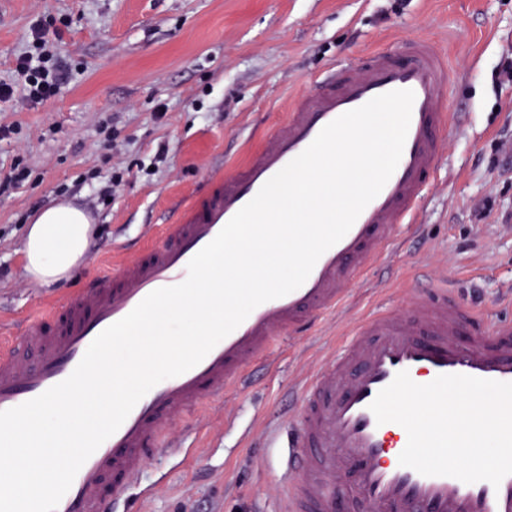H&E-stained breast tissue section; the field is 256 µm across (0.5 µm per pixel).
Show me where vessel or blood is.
<instances>
[{
	"label": "vessel or blood",
	"instance_id": "obj_1",
	"mask_svg": "<svg viewBox=\"0 0 512 512\" xmlns=\"http://www.w3.org/2000/svg\"><path fill=\"white\" fill-rule=\"evenodd\" d=\"M455 82L447 58L425 40L400 54L380 49L355 65L329 67L242 165L211 177L181 205L159 243L128 254L118 272L90 279L65 303L40 306L20 336L0 344L2 411L64 381L106 328L152 291L183 282L190 260L327 124L378 95L413 91L399 164L348 233L321 255L301 287L256 307L197 366L143 396L82 465L56 512H136L129 492L147 460L186 452L168 442V417L199 410L230 384L246 383L253 366L271 361L281 338L304 333L344 303L347 283L382 257L401 228L417 224L449 119L446 92ZM401 371L421 385L442 374L512 383V320H488L443 282L416 297L407 312L383 311L361 322L345 353L303 384L298 424L272 433L297 474L283 487L282 512H337L348 482L353 502L369 512H512V475L495 487L400 465L408 434L396 423L377 424L370 405Z\"/></svg>",
	"mask_w": 512,
	"mask_h": 512
}]
</instances>
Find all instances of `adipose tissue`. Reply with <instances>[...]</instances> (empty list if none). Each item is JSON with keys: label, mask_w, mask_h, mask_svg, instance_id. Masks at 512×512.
<instances>
[{"label": "adipose tissue", "mask_w": 512, "mask_h": 512, "mask_svg": "<svg viewBox=\"0 0 512 512\" xmlns=\"http://www.w3.org/2000/svg\"><path fill=\"white\" fill-rule=\"evenodd\" d=\"M92 232L91 218L80 208L61 203L42 210L23 237L26 272L44 286L69 277L83 264Z\"/></svg>", "instance_id": "ef3b65f1"}]
</instances>
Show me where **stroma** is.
<instances>
[{
  "instance_id": "1",
  "label": "stroma",
  "mask_w": 512,
  "mask_h": 512,
  "mask_svg": "<svg viewBox=\"0 0 512 512\" xmlns=\"http://www.w3.org/2000/svg\"><path fill=\"white\" fill-rule=\"evenodd\" d=\"M51 20L63 25L69 87L34 108L0 101V126L17 129L0 139V180L15 160L30 169L18 189L0 194V330L11 333L38 303L68 299L117 271L124 250L158 241L182 202L244 161L329 66L424 39L458 77L419 226L350 283L341 311L281 344L247 390L169 420L170 438L186 439L192 452L147 464L138 512H280L286 452L267 447L258 416L287 423L301 380L377 309L405 307L445 278L488 317L512 320L502 299L512 287V78L502 71L512 60V0H5L0 79L10 78L31 25ZM161 143L168 157L155 168ZM118 172L111 199L97 200L96 188ZM61 202L89 212L94 235L80 270L42 286L24 270L21 242L37 211Z\"/></svg>"
}]
</instances>
